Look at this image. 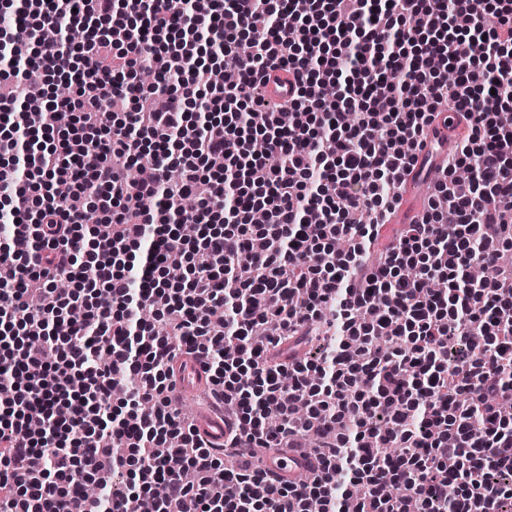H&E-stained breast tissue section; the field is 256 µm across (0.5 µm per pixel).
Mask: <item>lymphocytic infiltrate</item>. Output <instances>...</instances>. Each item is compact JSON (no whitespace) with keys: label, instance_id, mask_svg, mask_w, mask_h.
Masks as SVG:
<instances>
[{"label":"lymphocytic infiltrate","instance_id":"f902f5d3","mask_svg":"<svg viewBox=\"0 0 512 512\" xmlns=\"http://www.w3.org/2000/svg\"><path fill=\"white\" fill-rule=\"evenodd\" d=\"M0 13L14 20L0 59L17 62L0 82L21 77L30 106L0 92V512H512V0H0ZM62 19L80 47L42 40ZM145 66L154 86L137 80ZM206 68L237 80L205 89L201 121ZM285 74L291 97H256ZM56 78L70 92L53 100ZM115 95L131 110L112 111ZM447 107L469 132L422 216L376 250L390 191ZM170 210L190 212L195 238ZM94 218L109 235L87 239ZM325 326L324 353L277 360ZM182 354L234 420L226 453L173 404ZM262 448L313 467L274 483Z\"/></svg>","mask_w":512,"mask_h":512}]
</instances>
